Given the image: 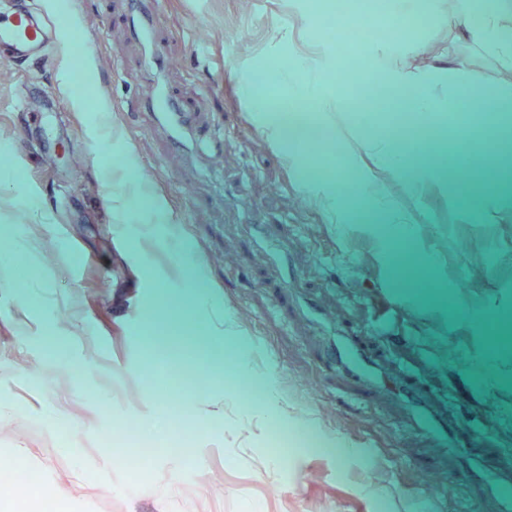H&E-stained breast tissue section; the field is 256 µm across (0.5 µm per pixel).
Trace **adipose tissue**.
<instances>
[{
  "mask_svg": "<svg viewBox=\"0 0 512 512\" xmlns=\"http://www.w3.org/2000/svg\"><path fill=\"white\" fill-rule=\"evenodd\" d=\"M457 29L478 49L492 56L502 68H512V0H491L474 11L471 0H461L453 14ZM421 43L377 40L366 52L373 76L361 79V89L377 86L392 91L404 102L403 123L364 125L352 120L345 108L347 89L334 83L319 90L304 83L303 75L335 72L337 65L321 48L294 51L293 69L278 72L275 81L281 95L313 98L311 122L294 126L280 110L263 102L264 83L243 71L241 83L253 111L259 113L274 147L287 158L296 181L319 206L333 217L341 240L360 237L371 246L373 265L399 287L400 301L426 323L448 328L449 343L468 352L473 364L466 375L480 394L492 400L503 414L512 413V352L502 349L499 338L512 335V304L481 283L460 287L457 272L449 268L444 245L467 232L477 246L498 251L512 262V226L504 224L506 203L512 201V157L503 155L471 170L467 181L457 180L434 157L424 156L418 137L435 135L449 115L462 104L482 107L479 128L493 135L512 126V90L491 92L475 73L458 67L411 68L401 64L400 54L416 53ZM318 141L328 153L343 154L354 177L353 193L341 194L335 171L320 168L309 156L308 145ZM415 200L416 209L399 205L396 193ZM451 201L462 224L447 234L430 223L428 201ZM365 221H355L356 213ZM422 271L421 278H403L404 266Z\"/></svg>",
  "mask_w": 512,
  "mask_h": 512,
  "instance_id": "adipose-tissue-1",
  "label": "adipose tissue"
}]
</instances>
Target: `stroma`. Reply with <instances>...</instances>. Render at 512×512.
I'll list each match as a JSON object with an SVG mask.
<instances>
[{
    "label": "stroma",
    "mask_w": 512,
    "mask_h": 512,
    "mask_svg": "<svg viewBox=\"0 0 512 512\" xmlns=\"http://www.w3.org/2000/svg\"><path fill=\"white\" fill-rule=\"evenodd\" d=\"M29 2L57 41L39 57L0 61V265L27 268L25 281L0 278V463L24 457L54 512H380L382 496L412 512L420 491L432 512H506L498 498H473L463 479L473 459L420 413L451 428L470 410L503 467L512 419L429 350L418 317L386 306L390 286L365 243L338 242L240 90L238 66L270 72L288 60L279 32L313 47L301 17L317 0H153L145 41L131 0ZM391 25L424 43L406 63L462 64L490 91L505 89L496 62L450 20ZM76 67L83 82L71 78ZM164 97L192 116L187 146L148 108ZM142 193L176 220L152 239L144 214L122 205ZM257 224L267 241L255 240ZM178 244L218 287L208 307L181 299ZM215 308L230 310L284 380L281 429L315 418L348 455L276 451L264 424L239 433L240 409L224 405L235 349L206 340ZM185 365L209 375L174 396L195 436L194 476L165 448L169 411L155 401L158 382ZM127 425L159 445L137 480L104 442ZM369 453L376 486L362 478Z\"/></svg>",
    "instance_id": "35a3bbf8"
}]
</instances>
